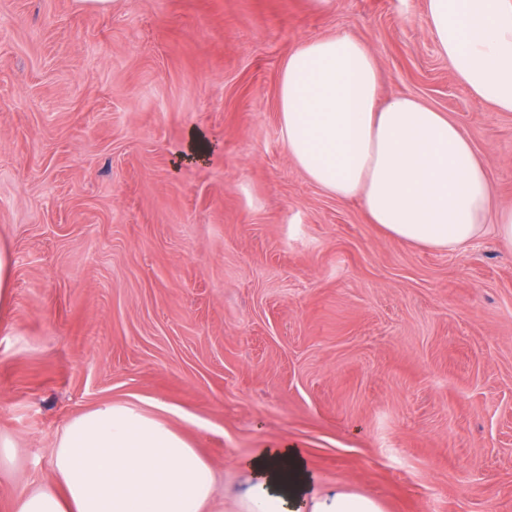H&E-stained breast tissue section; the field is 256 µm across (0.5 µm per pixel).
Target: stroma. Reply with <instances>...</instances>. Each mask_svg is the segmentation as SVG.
<instances>
[{
	"label": "stroma",
	"mask_w": 512,
	"mask_h": 512,
	"mask_svg": "<svg viewBox=\"0 0 512 512\" xmlns=\"http://www.w3.org/2000/svg\"><path fill=\"white\" fill-rule=\"evenodd\" d=\"M338 34L382 96L459 123L512 205V112L455 79L426 0H0V512L109 400L163 406L225 512L285 442L384 512H512V249L389 239L297 168L280 70Z\"/></svg>",
	"instance_id": "stroma-1"
}]
</instances>
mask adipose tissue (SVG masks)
<instances>
[{
	"mask_svg": "<svg viewBox=\"0 0 512 512\" xmlns=\"http://www.w3.org/2000/svg\"><path fill=\"white\" fill-rule=\"evenodd\" d=\"M430 29L455 78L512 112V0H427ZM278 112L288 154L339 200L359 201L391 239L457 251L494 229L512 247V207L469 135L412 95L379 99L376 58L341 35L297 45L284 61ZM238 512H384L375 498L312 486L302 451L265 448L242 461ZM51 483L19 493L9 512H211L210 464L164 419L123 403L73 418Z\"/></svg>",
	"mask_w": 512,
	"mask_h": 512,
	"instance_id": "1",
	"label": "adipose tissue"
}]
</instances>
